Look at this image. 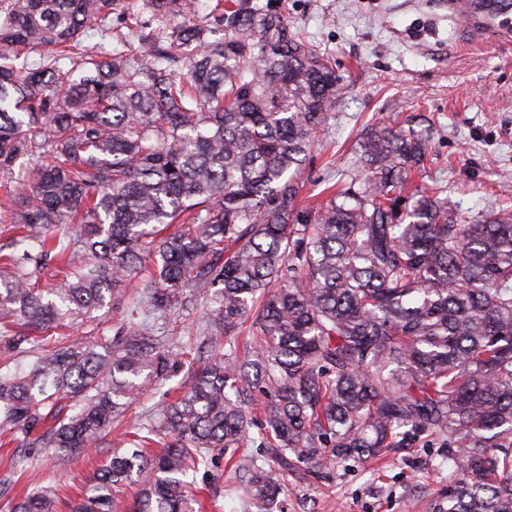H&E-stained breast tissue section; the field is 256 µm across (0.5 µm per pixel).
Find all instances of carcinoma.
<instances>
[{
	"label": "carcinoma",
	"instance_id": "1",
	"mask_svg": "<svg viewBox=\"0 0 512 512\" xmlns=\"http://www.w3.org/2000/svg\"><path fill=\"white\" fill-rule=\"evenodd\" d=\"M243 2L225 0L211 41L189 0H145L185 21L141 34L140 53L120 35L76 49L88 31L112 38L121 0H0V173L30 162L24 189L5 187L23 236L0 256V324L35 332L12 340L27 367L0 369V439L64 464L164 375L168 349L137 324L101 342L61 333L136 280L159 313L186 288L209 297L217 335L72 512H111L125 484L140 486L138 512H202L184 477L243 443L261 389L278 468L242 464L258 512H273L279 471L321 445L373 459L415 435L465 449L429 512H512V208L475 216L438 184L405 196L428 140L381 126L360 145L364 176L303 212L338 77L282 13ZM59 224L78 225L72 243ZM50 259L64 275L40 288ZM248 320L251 350L223 353ZM55 509L36 489L12 512Z\"/></svg>",
	"mask_w": 512,
	"mask_h": 512
}]
</instances>
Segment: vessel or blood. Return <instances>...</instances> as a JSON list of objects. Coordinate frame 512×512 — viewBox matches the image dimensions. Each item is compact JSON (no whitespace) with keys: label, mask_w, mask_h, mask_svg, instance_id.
<instances>
[{"label":"vessel or blood","mask_w":512,"mask_h":512,"mask_svg":"<svg viewBox=\"0 0 512 512\" xmlns=\"http://www.w3.org/2000/svg\"><path fill=\"white\" fill-rule=\"evenodd\" d=\"M448 11L466 18L476 42L512 43V0H448Z\"/></svg>","instance_id":"obj_1"}]
</instances>
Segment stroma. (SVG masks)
<instances>
[{"label": "stroma", "mask_w": 512, "mask_h": 512, "mask_svg": "<svg viewBox=\"0 0 512 512\" xmlns=\"http://www.w3.org/2000/svg\"><path fill=\"white\" fill-rule=\"evenodd\" d=\"M256 9L282 7L294 31L335 62L336 102L307 156L300 190L304 212L321 204L330 186H348L361 174L355 147L371 127L396 123L426 132L428 160L412 188L439 182L452 203L471 213L512 205V49L474 42L461 17L442 0H250ZM135 290L115 288L109 310L94 313L68 336H112L128 322L150 336H170L167 379L149 383L108 441L57 467L53 453L0 448V512L36 488L58 493L56 512L95 484L102 460L120 447L124 432L157 421L188 380L181 353L211 333L208 299L196 296L165 316L135 307ZM261 425L237 447L215 449L208 468L189 474L192 488L210 494L207 512H255L235 464L264 462ZM456 446L421 437L378 460H335L284 475L275 512H428L448 483Z\"/></svg>", "instance_id": "1"}]
</instances>
